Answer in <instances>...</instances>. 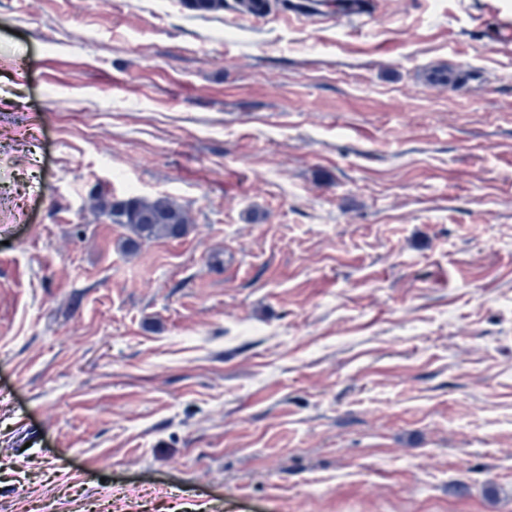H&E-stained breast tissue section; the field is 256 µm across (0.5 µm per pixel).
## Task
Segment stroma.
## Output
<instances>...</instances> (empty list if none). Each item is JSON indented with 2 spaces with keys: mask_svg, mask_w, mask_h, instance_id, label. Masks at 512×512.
<instances>
[{
  "mask_svg": "<svg viewBox=\"0 0 512 512\" xmlns=\"http://www.w3.org/2000/svg\"><path fill=\"white\" fill-rule=\"evenodd\" d=\"M271 3L0 0V512H512V0ZM98 206L113 224H120L135 236L129 240L131 247L159 237L181 236L187 224L184 208L165 198L148 201L133 197L113 202L101 198Z\"/></svg>",
  "mask_w": 512,
  "mask_h": 512,
  "instance_id": "35a3bbf8",
  "label": "stroma"
}]
</instances>
